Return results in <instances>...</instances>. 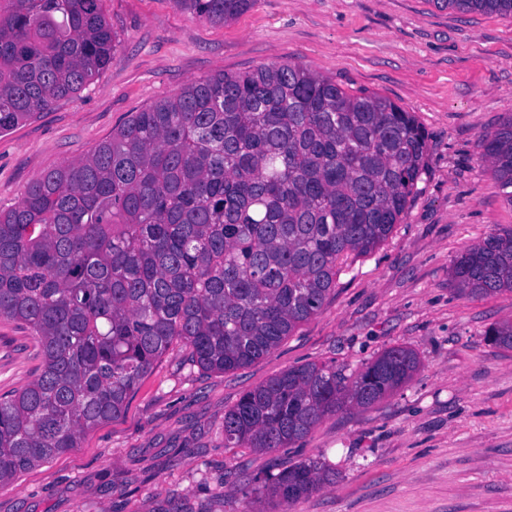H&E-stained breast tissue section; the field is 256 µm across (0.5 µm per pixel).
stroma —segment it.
Instances as JSON below:
<instances>
[{
	"instance_id": "stroma-1",
	"label": "stroma",
	"mask_w": 512,
	"mask_h": 512,
	"mask_svg": "<svg viewBox=\"0 0 512 512\" xmlns=\"http://www.w3.org/2000/svg\"><path fill=\"white\" fill-rule=\"evenodd\" d=\"M101 6L115 56L73 97L0 134V210L133 112L191 81L272 62L413 112L423 171L387 241L349 259L318 314L277 349L209 373L172 347L122 416L0 486V512H512V350L486 338L512 319V292L471 299L451 280L458 256L512 225L483 161L485 135L512 117V15L432 0H257L220 25L172 0ZM391 347L419 365L372 407H345L270 452L225 447L224 413L245 391L307 362L359 370ZM39 366L30 330L0 320V394ZM309 460L333 470L321 490L280 504L254 491L253 479Z\"/></svg>"
}]
</instances>
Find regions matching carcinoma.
<instances>
[{
	"label": "carcinoma",
	"mask_w": 512,
	"mask_h": 512,
	"mask_svg": "<svg viewBox=\"0 0 512 512\" xmlns=\"http://www.w3.org/2000/svg\"><path fill=\"white\" fill-rule=\"evenodd\" d=\"M101 0H0V133L33 120L112 62ZM224 24L256 0H174ZM512 15V0H431ZM484 160L512 206V117ZM413 115L295 62L217 73L134 113L91 151L34 179L0 211V319L38 336L41 366L0 396V484L79 447L121 415L175 343L208 372L244 367L316 315L352 255L383 244L416 188ZM468 298L512 292V226L461 254ZM490 342L512 349V320ZM416 355L384 351L354 374L282 371L224 413V447L273 451L350 404L409 380ZM314 461L264 482L290 502L321 490Z\"/></svg>",
	"instance_id": "carcinoma-1"
}]
</instances>
